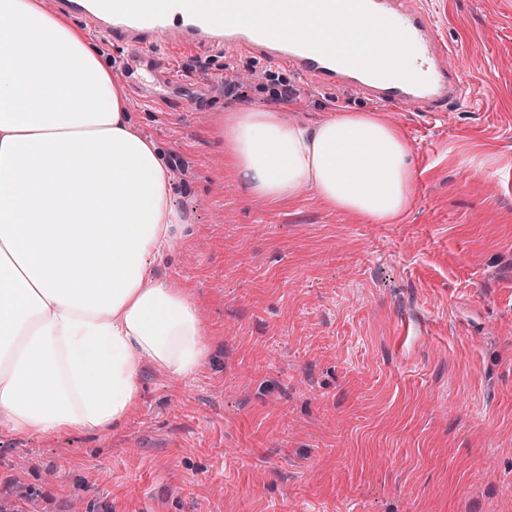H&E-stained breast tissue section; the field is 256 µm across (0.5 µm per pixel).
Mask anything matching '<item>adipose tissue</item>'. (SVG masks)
<instances>
[{
  "label": "adipose tissue",
  "mask_w": 512,
  "mask_h": 512,
  "mask_svg": "<svg viewBox=\"0 0 512 512\" xmlns=\"http://www.w3.org/2000/svg\"><path fill=\"white\" fill-rule=\"evenodd\" d=\"M224 156L263 199L309 188L372 224L412 202L409 143L370 112L313 126L232 112ZM170 192L82 31L34 0H0V423L13 433L116 427L144 363L186 377L204 362L193 300L144 282L145 258L184 223Z\"/></svg>",
  "instance_id": "obj_1"
}]
</instances>
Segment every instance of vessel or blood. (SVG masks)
<instances>
[{"label": "vessel or blood", "instance_id": "b4317fda", "mask_svg": "<svg viewBox=\"0 0 512 512\" xmlns=\"http://www.w3.org/2000/svg\"><path fill=\"white\" fill-rule=\"evenodd\" d=\"M55 10L76 17L100 40L118 43L125 54L120 69L135 92L147 93L167 75L172 47L207 45L233 56H244L287 68L301 85H315L346 97H359L394 110L441 113L463 100V73L449 65L452 53L434 19L415 9L410 0H366L368 8L400 27L415 53L411 65L425 82L416 85L382 78L334 61L297 44L271 39L240 26H216L188 12L138 21L109 14L92 0H52Z\"/></svg>", "mask_w": 512, "mask_h": 512}]
</instances>
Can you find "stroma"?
I'll return each mask as SVG.
<instances>
[{
    "label": "stroma",
    "instance_id": "1",
    "mask_svg": "<svg viewBox=\"0 0 512 512\" xmlns=\"http://www.w3.org/2000/svg\"><path fill=\"white\" fill-rule=\"evenodd\" d=\"M416 5L466 91L441 117L386 111L414 163L393 224L309 189L256 197L224 160L229 113L372 104L314 86L289 103L287 68L171 56L165 107L130 112L186 225L143 274L186 289L208 357L184 378L145 364L110 430L0 426L5 512H512V0Z\"/></svg>",
    "mask_w": 512,
    "mask_h": 512
}]
</instances>
